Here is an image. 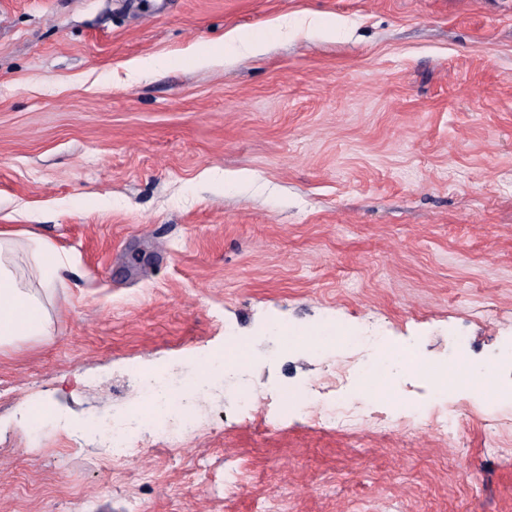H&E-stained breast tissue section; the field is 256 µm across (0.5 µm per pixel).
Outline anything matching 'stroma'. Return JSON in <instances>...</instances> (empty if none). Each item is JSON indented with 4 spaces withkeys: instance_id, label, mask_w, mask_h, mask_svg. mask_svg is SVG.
Here are the masks:
<instances>
[{
    "instance_id": "1",
    "label": "stroma",
    "mask_w": 512,
    "mask_h": 512,
    "mask_svg": "<svg viewBox=\"0 0 512 512\" xmlns=\"http://www.w3.org/2000/svg\"><path fill=\"white\" fill-rule=\"evenodd\" d=\"M230 33L266 48L220 51ZM1 224L70 270L51 340L0 348V512H512V431L484 434L488 415L512 422V0H0ZM369 317L422 372L346 403L373 422L403 397L458 408L453 437L293 409L266 430L353 354L269 325ZM228 328L248 343L250 413L197 398L198 434L174 452L144 439L109 470L74 444L72 422L136 407L139 374L184 375ZM34 403L52 408L39 436ZM238 462L228 500L214 480Z\"/></svg>"
}]
</instances>
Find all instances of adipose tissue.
Returning a JSON list of instances; mask_svg holds the SVG:
<instances>
[{"instance_id":"1","label":"adipose tissue","mask_w":512,"mask_h":512,"mask_svg":"<svg viewBox=\"0 0 512 512\" xmlns=\"http://www.w3.org/2000/svg\"><path fill=\"white\" fill-rule=\"evenodd\" d=\"M18 236V231L0 228V347L16 351L28 342L51 337L53 322L43 295L61 280L65 269L62 256L51 244L27 234L38 267L37 284H28L21 275L23 258L15 250Z\"/></svg>"}]
</instances>
